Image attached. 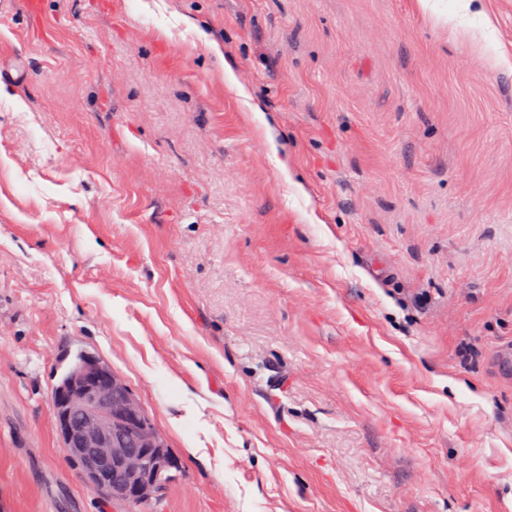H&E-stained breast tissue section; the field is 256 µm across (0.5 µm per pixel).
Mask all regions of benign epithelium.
Listing matches in <instances>:
<instances>
[{
  "mask_svg": "<svg viewBox=\"0 0 512 512\" xmlns=\"http://www.w3.org/2000/svg\"><path fill=\"white\" fill-rule=\"evenodd\" d=\"M52 401L62 450L114 502L147 504L166 488L175 457L124 377L100 358L75 368ZM137 447H129L128 440Z\"/></svg>",
  "mask_w": 512,
  "mask_h": 512,
  "instance_id": "7a95c632",
  "label": "benign epithelium"
}]
</instances>
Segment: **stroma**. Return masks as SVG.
Returning a JSON list of instances; mask_svg holds the SVG:
<instances>
[{"mask_svg":"<svg viewBox=\"0 0 512 512\" xmlns=\"http://www.w3.org/2000/svg\"><path fill=\"white\" fill-rule=\"evenodd\" d=\"M0 512L86 349L140 512H512V0H0ZM91 354L85 350L75 354L57 384L62 387L52 394L62 450L79 461L84 478L112 502L150 503L164 492L165 480L175 479L179 466H172L175 457L155 424H147L148 413L138 396L108 363L90 358L66 381L71 368ZM73 411L80 414L74 423L69 420ZM130 438L137 448H129ZM111 470L118 474L113 480Z\"/></svg>","mask_w":512,"mask_h":512,"instance_id":"stroma-1","label":"stroma"}]
</instances>
